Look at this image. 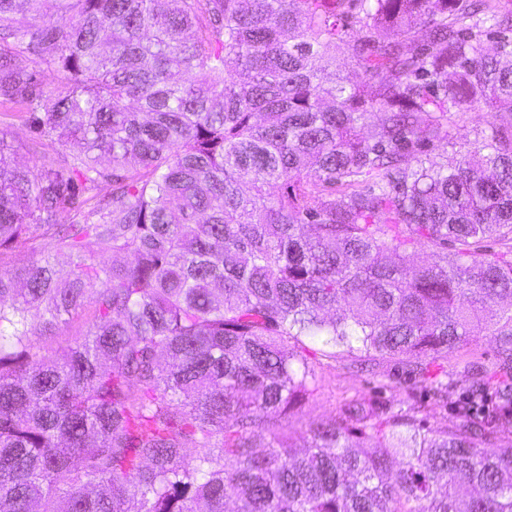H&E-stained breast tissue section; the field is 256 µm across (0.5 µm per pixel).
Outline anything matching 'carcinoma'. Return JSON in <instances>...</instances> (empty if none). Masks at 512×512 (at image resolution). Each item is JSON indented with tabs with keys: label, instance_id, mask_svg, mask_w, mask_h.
I'll list each match as a JSON object with an SVG mask.
<instances>
[{
	"label": "carcinoma",
	"instance_id": "carcinoma-1",
	"mask_svg": "<svg viewBox=\"0 0 512 512\" xmlns=\"http://www.w3.org/2000/svg\"><path fill=\"white\" fill-rule=\"evenodd\" d=\"M499 4L0 0V43L60 76L0 48V97L72 149L23 169L0 134V257L30 254L0 270V512H512V121L421 152L470 104L512 112ZM74 320L67 352L39 342ZM481 336L499 361L449 425L418 417L439 381L293 446L307 342L410 363ZM36 59L34 55L29 53L15 52L13 54V63L17 68L27 71H37L39 73L38 78L45 85L52 86L53 84H57L54 72L44 64H35Z\"/></svg>",
	"mask_w": 512,
	"mask_h": 512
}]
</instances>
